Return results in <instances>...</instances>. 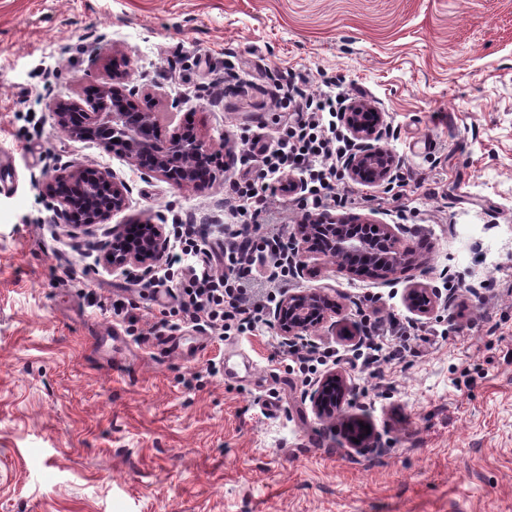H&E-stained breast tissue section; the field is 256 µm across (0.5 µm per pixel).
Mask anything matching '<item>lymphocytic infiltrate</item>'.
Listing matches in <instances>:
<instances>
[{"label": "lymphocytic infiltrate", "mask_w": 512, "mask_h": 512, "mask_svg": "<svg viewBox=\"0 0 512 512\" xmlns=\"http://www.w3.org/2000/svg\"><path fill=\"white\" fill-rule=\"evenodd\" d=\"M350 102L345 91L314 94L295 82L280 91L275 104L280 125L277 146L262 157L266 180L229 182L227 193L237 226L223 240H209L198 224L173 225L175 246L163 273L173 303L167 319L139 332V339L171 335L187 327L219 337L246 336L257 330L266 305L275 303L278 293L271 290L259 296L250 288L252 241L241 237L238 226L265 212L273 181L301 168L309 177L302 200L305 208L316 212L352 204V197L335 190L354 149L344 124ZM414 339L412 326L377 317L368 327L366 348L372 363H392L411 353Z\"/></svg>", "instance_id": "obj_1"}]
</instances>
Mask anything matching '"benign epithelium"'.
Returning <instances> with one entry per match:
<instances>
[{"mask_svg":"<svg viewBox=\"0 0 512 512\" xmlns=\"http://www.w3.org/2000/svg\"><path fill=\"white\" fill-rule=\"evenodd\" d=\"M127 74L117 61H112L109 81L99 85L93 96L82 105L75 101H56L50 111L57 127L72 138L91 137L109 150L112 140L122 141L127 158L145 174H157L177 187L203 190L215 174L200 179L201 171L213 159L212 145L194 127L174 130L162 138L156 130L151 112H142L133 100L135 90L127 88ZM347 129L358 141L359 151L349 158L346 170L354 182L379 184L388 181L399 165L389 153L374 147L372 141L382 135L385 120L381 112H367L362 106L346 114ZM46 196L57 201L59 212L68 220L78 215L81 221L75 229H86L107 223L112 215L127 207L128 188L122 181L110 179V174L87 167L49 178L44 184ZM361 225L324 213L295 227L294 254L296 272L309 275L317 269L307 262L306 253H319L336 260L341 269L355 263L375 268L382 277H389L416 264V250L389 227L379 229V235L359 233ZM133 239H128V236ZM168 247L164 225L146 219L113 234L112 243L102 262L112 268L144 266L163 258ZM432 289L417 285L409 299L422 313L429 311ZM327 302L319 294L298 292L284 296L273 313V324L284 341H292L323 323ZM347 379L339 374L327 375L319 384L314 397L316 414L321 419H334L341 412Z\"/></svg>","mask_w":512,"mask_h":512,"instance_id":"obj_1","label":"benign epithelium"}]
</instances>
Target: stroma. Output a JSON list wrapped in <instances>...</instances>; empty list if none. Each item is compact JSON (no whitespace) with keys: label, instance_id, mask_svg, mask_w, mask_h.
<instances>
[{"label":"stroma","instance_id":"stroma-1","mask_svg":"<svg viewBox=\"0 0 512 512\" xmlns=\"http://www.w3.org/2000/svg\"><path fill=\"white\" fill-rule=\"evenodd\" d=\"M115 53L162 131L191 122L213 144L208 189L56 127L50 104L105 83ZM292 74L382 112L379 146L415 188L352 181L363 202L334 213L390 225L420 266L381 279L314 254L319 275L290 281L336 305L303 336L352 386L330 421L315 385L272 363L276 328L186 332L173 353L113 337L119 320L86 297L123 301L144 275L101 265L113 227L223 239L224 183L260 177L242 142L273 143L272 93ZM0 147L17 183L0 192V512H512V0H0ZM85 166L124 181L128 206L75 232L44 183ZM418 283L438 289L433 313L411 309ZM372 312L426 332L378 378L351 364ZM233 351L252 382L210 374ZM350 417L369 447L350 444Z\"/></svg>","mask_w":512,"mask_h":512}]
</instances>
